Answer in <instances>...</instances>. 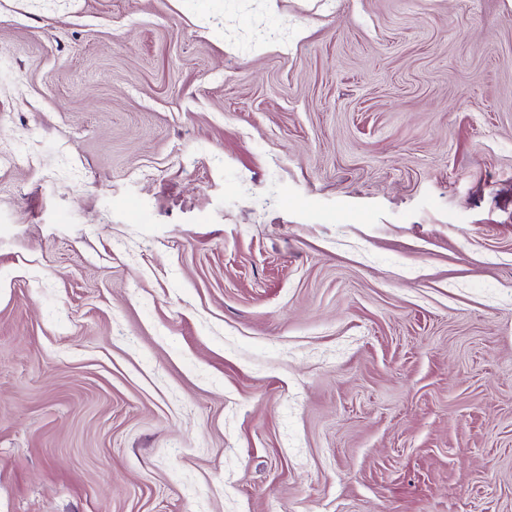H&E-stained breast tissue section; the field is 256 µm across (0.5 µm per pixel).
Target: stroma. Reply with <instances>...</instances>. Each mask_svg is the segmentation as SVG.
Instances as JSON below:
<instances>
[{"mask_svg":"<svg viewBox=\"0 0 512 512\" xmlns=\"http://www.w3.org/2000/svg\"><path fill=\"white\" fill-rule=\"evenodd\" d=\"M0 512H512V0H0Z\"/></svg>","mask_w":512,"mask_h":512,"instance_id":"35a3bbf8","label":"stroma"}]
</instances>
